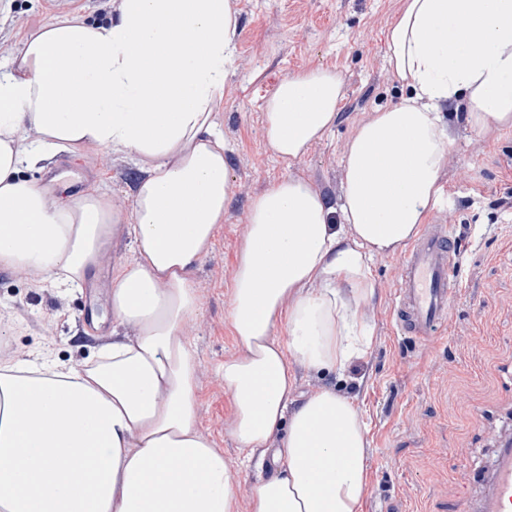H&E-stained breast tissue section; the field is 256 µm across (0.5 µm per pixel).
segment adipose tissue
Masks as SVG:
<instances>
[{
    "mask_svg": "<svg viewBox=\"0 0 512 512\" xmlns=\"http://www.w3.org/2000/svg\"><path fill=\"white\" fill-rule=\"evenodd\" d=\"M114 3L104 20L42 24L0 68V265L78 289L126 230L134 257L112 279L111 312L136 330L79 370L0 366V458L13 462L0 512H238L232 472L196 424L184 334L202 314L194 273L231 203L216 110L238 16L233 0ZM388 45L411 94L348 140L339 203L284 177L250 204L228 313L242 352L224 360V390L238 448L270 453L275 472L250 489L248 512H358L367 427L331 387L296 401L290 364L341 378L369 349L373 262L416 237L443 196L440 106L461 98L473 129L512 127V0H402ZM343 97L330 66L283 78L263 104L273 153L303 158ZM87 149L148 163L129 211L101 187L52 196L22 175L44 153Z\"/></svg>",
    "mask_w": 512,
    "mask_h": 512,
    "instance_id": "ef3b65f1",
    "label": "adipose tissue"
}]
</instances>
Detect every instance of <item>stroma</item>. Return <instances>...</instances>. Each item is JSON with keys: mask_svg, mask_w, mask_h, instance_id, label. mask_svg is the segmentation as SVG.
<instances>
[{"mask_svg": "<svg viewBox=\"0 0 512 512\" xmlns=\"http://www.w3.org/2000/svg\"><path fill=\"white\" fill-rule=\"evenodd\" d=\"M112 3L74 0L59 9L47 0H0V63L13 60L43 22L75 14L99 19ZM399 7L400 0H235L240 36L216 117L229 149L232 202L196 271L203 314L185 334L197 358V426L223 454L243 496L274 471L270 463H244L228 431L232 398L224 391V360L239 350L227 314L249 206L284 176L330 200L341 197L346 142L372 112L410 94L388 65L387 28ZM318 64L341 72L344 99L335 126L289 164L267 147L262 106L280 80ZM441 112L451 155L440 174L444 200L429 219L453 225L460 245V295L446 334L428 346L396 332L391 307L401 258H378L367 353L339 380L292 366L297 397L334 387L368 427L359 512H450L462 496L480 499L498 449L512 443V128L475 131L456 103ZM68 161L125 208L145 173L128 154L92 150ZM132 257L131 239L112 237L94 290L52 288L22 268L0 276V312L18 305L27 311L0 326V346L16 363L42 355L79 369L113 336L134 335L133 327L113 325L107 302L113 270Z\"/></svg>", "mask_w": 512, "mask_h": 512, "instance_id": "stroma-1", "label": "stroma"}]
</instances>
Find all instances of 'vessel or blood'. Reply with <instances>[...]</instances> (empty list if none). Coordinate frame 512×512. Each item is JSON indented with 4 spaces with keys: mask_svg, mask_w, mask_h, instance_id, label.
Returning a JSON list of instances; mask_svg holds the SVG:
<instances>
[{
    "mask_svg": "<svg viewBox=\"0 0 512 512\" xmlns=\"http://www.w3.org/2000/svg\"><path fill=\"white\" fill-rule=\"evenodd\" d=\"M459 250L449 225H425L402 257L401 279L392 301L400 333L429 340L448 325L459 293ZM454 512H512V448H501L490 472L482 502L463 497Z\"/></svg>",
    "mask_w": 512,
    "mask_h": 512,
    "instance_id": "obj_1",
    "label": "vessel or blood"
}]
</instances>
